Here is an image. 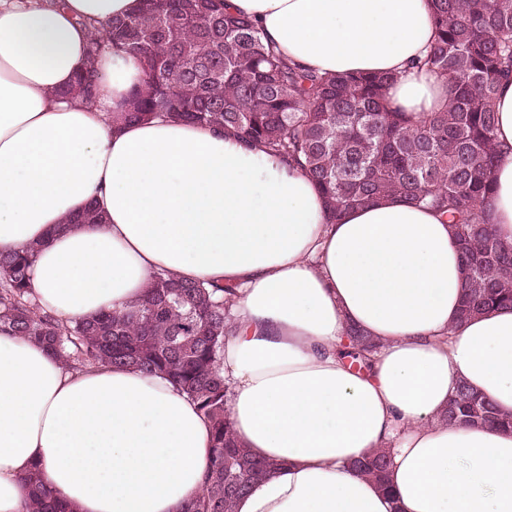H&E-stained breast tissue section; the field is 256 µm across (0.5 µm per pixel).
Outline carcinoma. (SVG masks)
<instances>
[{
  "mask_svg": "<svg viewBox=\"0 0 512 512\" xmlns=\"http://www.w3.org/2000/svg\"><path fill=\"white\" fill-rule=\"evenodd\" d=\"M431 2L435 38L413 65L448 79V104L417 122L388 103L394 75H321L292 64L249 19L224 12V0H143L136 16L103 29L86 25L87 64L61 94L93 99L95 61L118 48L143 65L142 82L116 106L120 120L164 115L233 129L307 173L332 223L350 208L397 195L435 210L461 246L465 320L512 306V245L481 210L501 153L494 136L496 89L512 79V0ZM38 250L0 253V330L46 343L71 368L108 364L166 375L212 425L205 488L193 512H234L236 498L275 468L236 442L226 410L224 295L234 289L160 273L123 311L68 326L31 298ZM350 337L346 356L369 368L376 344L355 330ZM443 420L512 428V417L464 382ZM388 466L383 453L354 464L384 489ZM26 480L36 485L26 512H71L35 476Z\"/></svg>",
  "mask_w": 512,
  "mask_h": 512,
  "instance_id": "carcinoma-1",
  "label": "carcinoma"
}]
</instances>
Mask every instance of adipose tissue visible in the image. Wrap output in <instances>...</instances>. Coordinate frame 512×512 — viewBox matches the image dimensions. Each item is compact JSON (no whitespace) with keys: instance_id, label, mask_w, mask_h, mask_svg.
Wrapping results in <instances>:
<instances>
[{"instance_id":"adipose-tissue-1","label":"adipose tissue","mask_w":512,"mask_h":512,"mask_svg":"<svg viewBox=\"0 0 512 512\" xmlns=\"http://www.w3.org/2000/svg\"><path fill=\"white\" fill-rule=\"evenodd\" d=\"M284 59L320 74L393 72L392 107L420 119L448 83L411 69L434 38L429 0H224ZM140 0H0V252L39 245L34 297L61 322L119 311L149 279L236 289L221 372L233 435L276 463L235 512H512V431L441 414L465 382L512 416V308L460 322V246L402 200L327 217L297 166L235 132L159 117L115 124L140 60L102 54L95 103L60 99L84 67L85 23ZM482 210L512 244V80ZM100 224H77L89 203ZM378 344L368 369L340 351ZM211 423L166 376L64 367L0 332V512H25L38 472L73 512H189ZM389 449L385 493L354 463Z\"/></svg>"}]
</instances>
